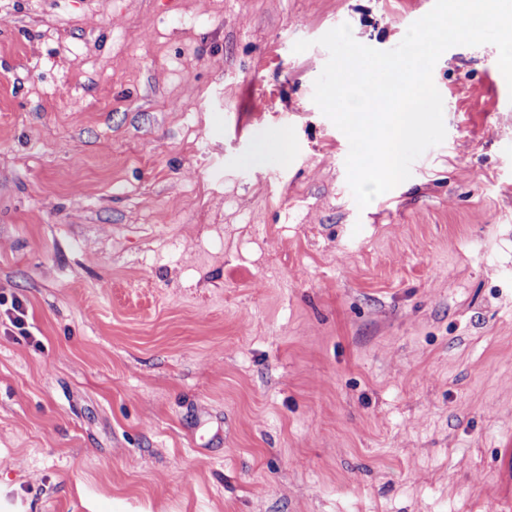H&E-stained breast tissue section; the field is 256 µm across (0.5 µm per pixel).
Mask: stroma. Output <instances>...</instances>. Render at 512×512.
<instances>
[{"label":"stroma","instance_id":"35a3bbf8","mask_svg":"<svg viewBox=\"0 0 512 512\" xmlns=\"http://www.w3.org/2000/svg\"><path fill=\"white\" fill-rule=\"evenodd\" d=\"M433 5L0 0V512L512 506L498 49L443 53L444 141L363 209L313 101L321 36Z\"/></svg>","mask_w":512,"mask_h":512}]
</instances>
